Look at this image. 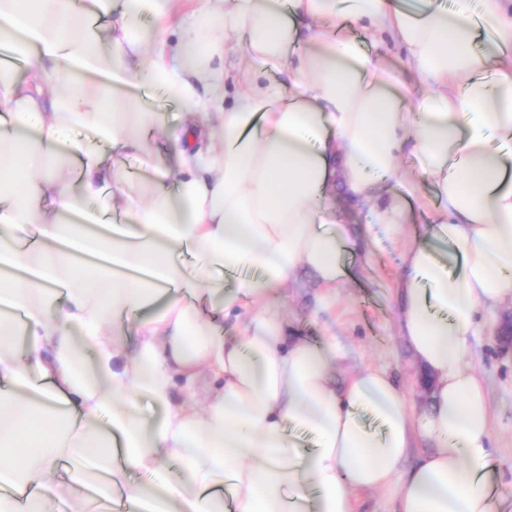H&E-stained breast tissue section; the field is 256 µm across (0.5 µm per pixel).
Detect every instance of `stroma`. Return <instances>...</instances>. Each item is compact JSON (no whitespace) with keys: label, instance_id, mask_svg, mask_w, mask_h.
<instances>
[{"label":"stroma","instance_id":"stroma-1","mask_svg":"<svg viewBox=\"0 0 512 512\" xmlns=\"http://www.w3.org/2000/svg\"><path fill=\"white\" fill-rule=\"evenodd\" d=\"M356 278L337 289L329 308H319L316 281L301 276L297 287L285 289L281 302L287 317L286 333L317 341L335 337L345 358L342 370L366 365L387 369L404 392L411 413L426 400L425 384L407 346L395 328L396 288L401 275V247L382 239L373 254H347ZM512 307L483 312V323L471 338L472 361L487 378L493 415V448L504 481L512 480V346L502 347L498 331Z\"/></svg>","mask_w":512,"mask_h":512}]
</instances>
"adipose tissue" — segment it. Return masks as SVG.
Returning a JSON list of instances; mask_svg holds the SVG:
<instances>
[{
	"label": "adipose tissue",
	"mask_w": 512,
	"mask_h": 512,
	"mask_svg": "<svg viewBox=\"0 0 512 512\" xmlns=\"http://www.w3.org/2000/svg\"><path fill=\"white\" fill-rule=\"evenodd\" d=\"M177 2L0 0V49L28 60L0 65V512L48 482L71 512L116 486L127 512H356V494L393 483L395 512H499L469 354L480 309L512 305V0L415 15L401 0H208L169 48L143 19ZM342 18L402 52L425 93L325 29ZM141 56L132 79L183 122L128 90ZM106 148L150 177L119 174ZM406 154L436 180L419 237L408 198L380 194ZM338 199L402 242L419 415L387 370L342 372L335 339L285 334L274 296L303 272L334 294L344 253L377 243Z\"/></svg>",
	"instance_id": "ef3b65f1"
}]
</instances>
